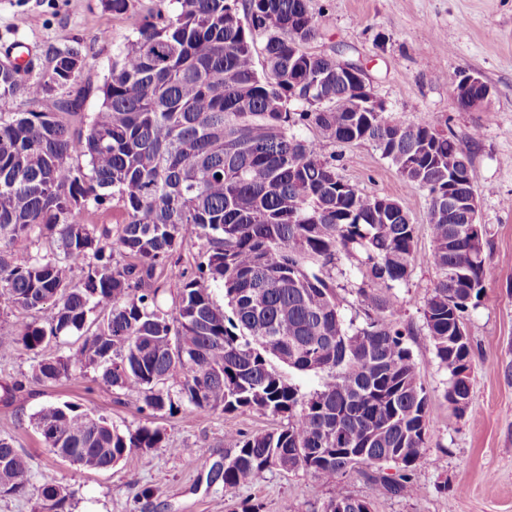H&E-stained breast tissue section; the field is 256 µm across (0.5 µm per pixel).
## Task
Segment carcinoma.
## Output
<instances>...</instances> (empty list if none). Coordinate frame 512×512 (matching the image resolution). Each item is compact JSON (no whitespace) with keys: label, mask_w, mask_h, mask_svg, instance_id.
<instances>
[{"label":"carcinoma","mask_w":512,"mask_h":512,"mask_svg":"<svg viewBox=\"0 0 512 512\" xmlns=\"http://www.w3.org/2000/svg\"><path fill=\"white\" fill-rule=\"evenodd\" d=\"M155 2L83 129L73 123L90 86L64 87L80 47L53 51L35 79L28 65L0 69V298L26 315L0 323V347L33 353L36 383L93 371L153 412L285 419L229 436L224 467L206 472L216 490L303 469L336 490L324 512L338 501L363 512L372 503L343 493L342 478L387 463L397 478L375 481L408 494L430 438L415 331L394 292L417 263L416 227L406 205L360 193L323 151L370 142L428 191L427 263L438 278L424 336L448 372L450 404L470 397L472 345L455 332L486 277L471 210L448 205L474 190L452 182L468 153L425 118L352 111L336 57L294 51V33L316 36L308 0H177L174 13ZM20 98L51 106L20 111ZM301 126L319 138L298 137ZM111 208L121 211L111 226L81 220ZM189 226L203 245L172 286ZM353 270L360 321L342 313ZM217 288L230 311L214 301ZM53 343L67 350L46 353ZM278 363L317 387L301 391ZM33 426L88 471L165 442L157 427L124 432L69 402L41 409ZM30 477L1 435L0 493H23ZM40 488L39 512H69L65 486L43 477Z\"/></svg>","instance_id":"carcinoma-1"}]
</instances>
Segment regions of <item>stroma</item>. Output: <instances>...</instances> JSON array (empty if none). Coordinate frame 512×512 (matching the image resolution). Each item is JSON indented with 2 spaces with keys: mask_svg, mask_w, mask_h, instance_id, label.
<instances>
[{
  "mask_svg": "<svg viewBox=\"0 0 512 512\" xmlns=\"http://www.w3.org/2000/svg\"><path fill=\"white\" fill-rule=\"evenodd\" d=\"M317 36L308 51L362 66L388 117L421 115L447 130L468 152L489 255L484 293L466 315L473 347L471 412L460 416L445 392L448 373L423 336L422 311L436 278L430 249L427 190L403 179L371 143L335 146L338 172L367 195L404 201L417 227L418 264L398 294L416 335L410 343L430 401V439L405 497L379 492L367 469L347 474L346 493L371 501L373 512H512V0H310ZM134 38L132 22L103 0H0V56L20 44L35 68L50 65V50L80 41L86 60L79 84L91 85L83 112L101 104L99 86ZM479 75L490 88L484 109H462L454 95L460 73ZM32 353L0 348V381H26L25 391L0 403V435L11 436L33 478L23 494H0V512H34L42 476L72 492L70 512H241L244 500L262 512H323L330 488L302 470L276 472L258 485L214 492L199 470L226 454L227 435L280 427L256 411L141 412L138 395L103 384L96 373H75L33 384ZM65 401L104 415L119 429L151 423L166 433L163 447L137 450L106 471H87L49 451L32 425L43 407ZM151 490L144 498L143 490Z\"/></svg>",
  "mask_w": 512,
  "mask_h": 512,
  "instance_id": "35a3bbf8",
  "label": "stroma"
}]
</instances>
